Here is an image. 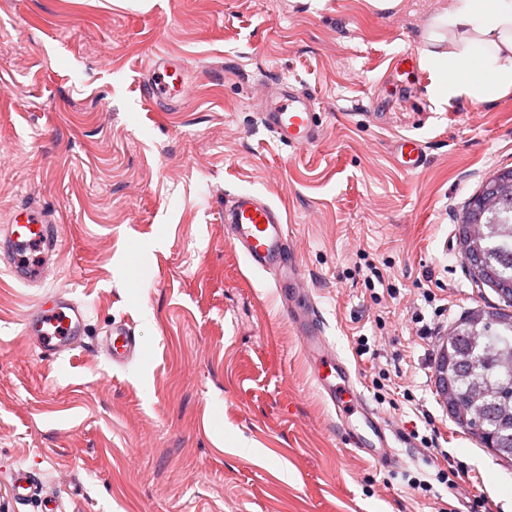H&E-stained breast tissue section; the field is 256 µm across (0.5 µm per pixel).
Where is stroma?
I'll return each mask as SVG.
<instances>
[{
	"mask_svg": "<svg viewBox=\"0 0 512 512\" xmlns=\"http://www.w3.org/2000/svg\"><path fill=\"white\" fill-rule=\"evenodd\" d=\"M439 2L0 0V225L27 201L63 243L42 285L0 270V512H466L471 491L512 512V461L459 427L434 384L443 336L499 302L472 282L457 226L512 167V92L435 102L421 58ZM159 56L187 82L151 104L139 79ZM285 85L311 99L310 145L264 123ZM402 135L425 147L418 171L393 159ZM242 191L282 210L326 336L402 439L398 465L344 444L276 273L249 272L227 241L224 202ZM364 261L387 285L365 287ZM50 295L87 315L57 359L23 334ZM417 311L434 336H418ZM119 319L144 356L116 367L104 338ZM381 372L397 406L372 385ZM431 435L457 491L436 479ZM20 468L41 484L24 505Z\"/></svg>",
	"mask_w": 512,
	"mask_h": 512,
	"instance_id": "1",
	"label": "stroma"
}]
</instances>
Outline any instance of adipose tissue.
<instances>
[{
  "instance_id": "1",
  "label": "adipose tissue",
  "mask_w": 512,
  "mask_h": 512,
  "mask_svg": "<svg viewBox=\"0 0 512 512\" xmlns=\"http://www.w3.org/2000/svg\"><path fill=\"white\" fill-rule=\"evenodd\" d=\"M425 38L437 102L512 92V0H450L430 16Z\"/></svg>"
}]
</instances>
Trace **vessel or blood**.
Returning <instances> with one entry per match:
<instances>
[{"instance_id":"vessel-or-blood-1","label":"vessel or blood","mask_w":512,"mask_h":512,"mask_svg":"<svg viewBox=\"0 0 512 512\" xmlns=\"http://www.w3.org/2000/svg\"><path fill=\"white\" fill-rule=\"evenodd\" d=\"M185 82L183 67H173L160 60L150 68L142 88L149 100L170 101L184 89ZM264 120L281 142L305 146L315 139L316 124L310 99L294 88H286L281 100L265 113ZM395 158L403 169L418 170L425 161L424 146L412 137L399 138L395 143ZM54 222L51 211L29 202L10 211L7 224L0 229V256H7V267L13 279L25 284L42 280V265L24 264L16 260L15 254L23 247H37L43 260H50L58 247ZM224 222L230 242L240 249L251 270L296 271L297 263L288 251L287 229L280 209L243 192L225 208ZM287 313L303 350L318 360L317 383L323 397L336 411L346 443L362 453L388 460L390 445L386 426L368 408L348 361L330 350L313 302L288 304ZM84 324L85 314L78 306L61 297H49L26 318L24 333L41 355L55 357L73 350L83 334ZM107 349L113 364L119 366L140 354L135 330L127 321L113 324L108 333ZM37 491L34 475L18 471L12 487L14 499L26 503Z\"/></svg>"}]
</instances>
